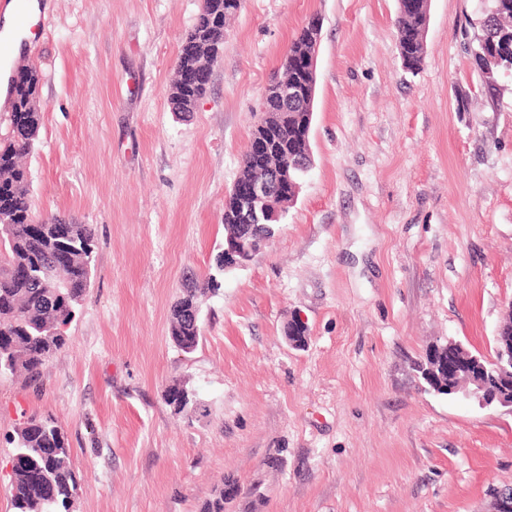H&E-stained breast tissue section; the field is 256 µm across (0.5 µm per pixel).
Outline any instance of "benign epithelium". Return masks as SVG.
Instances as JSON below:
<instances>
[{
    "label": "benign epithelium",
    "instance_id": "1",
    "mask_svg": "<svg viewBox=\"0 0 512 512\" xmlns=\"http://www.w3.org/2000/svg\"><path fill=\"white\" fill-rule=\"evenodd\" d=\"M501 40L495 61L502 70L512 72V30H501ZM300 79L292 88L272 80L266 86L262 102L288 95L301 98L312 96L314 85L311 77L316 72V54L311 53L299 61ZM292 113L285 107L272 116L263 113L261 131L256 133V146L247 157L248 164L260 167L274 155L279 166L274 176L267 180H245L233 184L229 198L233 200L230 219L236 222L233 230L224 237V248L217 254L223 260L224 270L242 269L275 237L273 226L281 223L284 216L282 204L277 202L285 194L295 198L300 184L295 182L291 170L311 164V148L305 145L301 153L288 150L285 145L273 142L278 126L273 120L286 121ZM260 224L267 229L261 239L254 237L252 226ZM459 343L436 345L432 356L422 362L427 374L438 379L448 375V395L476 402L480 407L503 408L512 414V324L502 320L496 335L495 359L488 361L481 356L468 357L462 364L456 351ZM488 512H512V488H494L489 494Z\"/></svg>",
    "mask_w": 512,
    "mask_h": 512
}]
</instances>
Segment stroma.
I'll return each instance as SVG.
<instances>
[{
	"label": "stroma",
	"mask_w": 512,
	"mask_h": 512,
	"mask_svg": "<svg viewBox=\"0 0 512 512\" xmlns=\"http://www.w3.org/2000/svg\"><path fill=\"white\" fill-rule=\"evenodd\" d=\"M47 2L10 66L40 74L33 213L90 225L95 275L40 378L0 380V512L5 436L34 414L68 437L71 512H199L227 474L261 484L258 512H485L512 486V415L429 390L414 364L450 340L493 357L512 303V74L487 91L473 56L490 0H430L416 70L397 0H243L186 114L169 89L200 0ZM313 18L312 169L183 352L171 308L224 246L264 89Z\"/></svg>",
	"instance_id": "1"
}]
</instances>
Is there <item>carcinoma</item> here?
Masks as SVG:
<instances>
[{
    "instance_id": "1",
    "label": "carcinoma",
    "mask_w": 512,
    "mask_h": 512,
    "mask_svg": "<svg viewBox=\"0 0 512 512\" xmlns=\"http://www.w3.org/2000/svg\"><path fill=\"white\" fill-rule=\"evenodd\" d=\"M221 0H206L180 46L170 101L177 112H192L210 90V81L185 84L181 80L186 54L195 50L214 69L224 44V25L212 27L213 15L227 16ZM429 13L428 0L417 12L398 11L396 34L420 27ZM487 31L512 28V0H495L486 15ZM24 88L13 87L8 130L0 138V378L25 373L37 379L50 358L62 350L70 324L82 306L94 275L95 239L87 224H74L48 215L34 224L31 178L24 159L33 152L41 109L36 97L37 70ZM296 117L279 129L278 138L290 145L301 143L303 128L312 122L313 100L298 104ZM213 274L192 284L174 303L170 336L182 349L196 348L201 338L200 297L219 290ZM13 445L10 485L14 512H70L78 490L71 463V448L62 428L49 417L31 415L7 436ZM236 496L249 495L260 502L263 493L253 485L243 489L233 477L224 478L200 512H224V487Z\"/></svg>"
}]
</instances>
